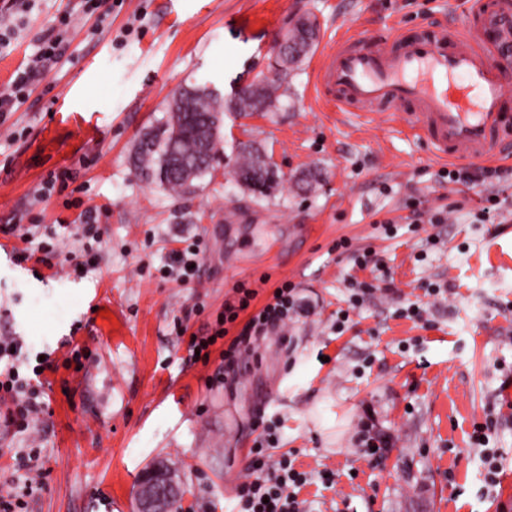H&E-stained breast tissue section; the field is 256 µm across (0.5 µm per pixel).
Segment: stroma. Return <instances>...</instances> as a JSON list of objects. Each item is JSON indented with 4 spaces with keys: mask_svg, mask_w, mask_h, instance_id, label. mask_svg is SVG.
Here are the masks:
<instances>
[{
    "mask_svg": "<svg viewBox=\"0 0 512 512\" xmlns=\"http://www.w3.org/2000/svg\"><path fill=\"white\" fill-rule=\"evenodd\" d=\"M67 14L65 57L0 124V337L23 342L21 375L42 352L55 366L34 436L0 415V495L16 492V456L34 440L44 478L25 512H136L139 478L160 458L186 490L177 512H231L259 424L272 418L298 470L337 474L333 487L315 479L301 490L307 512H512V162L490 185L448 183L446 162L388 113L360 117L318 99L313 54L277 109L221 129L226 153L248 140L267 148L286 176L274 197L240 191L224 157L181 192L145 182L131 159L182 87L206 83L229 99L266 74L273 40L299 16L317 18L324 41L348 28L414 33L461 22L450 0H123L103 24L80 0H29L0 13L13 34L0 90ZM64 168L75 180L41 197ZM311 170L318 182L299 190ZM489 196L501 202L495 224L478 219ZM414 202L447 223L409 224ZM88 209L102 230L90 272L17 259L12 225L38 237L54 228L67 252ZM342 239L383 258L397 299L349 310L351 279L374 276L336 251ZM195 246L197 288L163 272ZM241 281L257 291L255 310L291 282L301 310L221 382L223 343L194 363L189 342L209 333ZM432 284L447 295H427ZM407 300L424 305L430 328L399 316ZM73 336L89 350L80 365ZM493 408L502 416L489 445L507 476L486 493L471 436ZM368 414L395 439L380 461L355 449Z\"/></svg>",
    "mask_w": 512,
    "mask_h": 512,
    "instance_id": "stroma-1",
    "label": "stroma"
}]
</instances>
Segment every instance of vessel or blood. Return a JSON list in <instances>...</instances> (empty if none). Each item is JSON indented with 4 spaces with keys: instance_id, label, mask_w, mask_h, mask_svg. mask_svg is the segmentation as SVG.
<instances>
[{
    "instance_id": "obj_1",
    "label": "vessel or blood",
    "mask_w": 512,
    "mask_h": 512,
    "mask_svg": "<svg viewBox=\"0 0 512 512\" xmlns=\"http://www.w3.org/2000/svg\"><path fill=\"white\" fill-rule=\"evenodd\" d=\"M478 25L343 33L324 46L315 84L345 112L389 113L438 158H512V0H462Z\"/></svg>"
}]
</instances>
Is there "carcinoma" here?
I'll return each mask as SVG.
<instances>
[{
	"instance_id": "1",
	"label": "carcinoma",
	"mask_w": 512,
	"mask_h": 512,
	"mask_svg": "<svg viewBox=\"0 0 512 512\" xmlns=\"http://www.w3.org/2000/svg\"><path fill=\"white\" fill-rule=\"evenodd\" d=\"M319 31V25L310 26L309 42L293 65L281 63L282 72L243 91L233 100L212 94L204 84L183 88L179 97L169 104L167 119L145 131L135 145L133 163L141 177L148 183L180 191L210 173L223 150L224 116L273 111L280 100L278 90L294 67L316 46ZM262 155V145L247 141L239 143L236 154L228 157L235 173L245 180L257 200L271 197L281 184L277 169L267 166Z\"/></svg>"
}]
</instances>
